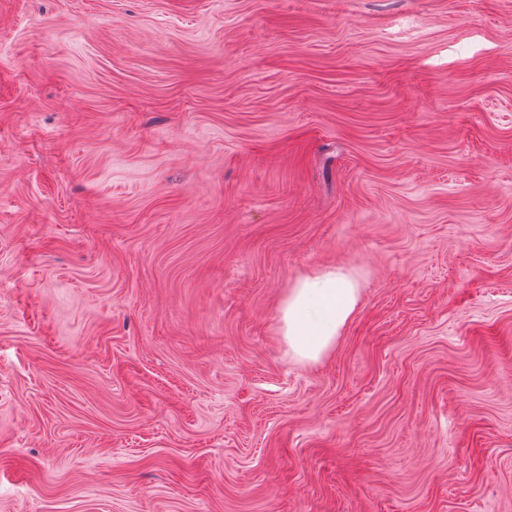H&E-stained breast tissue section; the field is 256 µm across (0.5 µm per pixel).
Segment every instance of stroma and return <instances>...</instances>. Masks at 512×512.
Here are the masks:
<instances>
[{
	"label": "stroma",
	"mask_w": 512,
	"mask_h": 512,
	"mask_svg": "<svg viewBox=\"0 0 512 512\" xmlns=\"http://www.w3.org/2000/svg\"><path fill=\"white\" fill-rule=\"evenodd\" d=\"M0 512H512V0H0ZM361 293L359 276L343 267L297 278L279 313L288 356L298 362H316L324 356L353 317Z\"/></svg>",
	"instance_id": "stroma-1"
}]
</instances>
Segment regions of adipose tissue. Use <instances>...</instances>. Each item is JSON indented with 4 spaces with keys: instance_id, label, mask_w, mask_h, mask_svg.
<instances>
[{
    "instance_id": "ef3b65f1",
    "label": "adipose tissue",
    "mask_w": 512,
    "mask_h": 512,
    "mask_svg": "<svg viewBox=\"0 0 512 512\" xmlns=\"http://www.w3.org/2000/svg\"><path fill=\"white\" fill-rule=\"evenodd\" d=\"M361 293L359 276L343 267H328L297 278L279 313L289 357L315 362L324 356L353 317Z\"/></svg>"
}]
</instances>
